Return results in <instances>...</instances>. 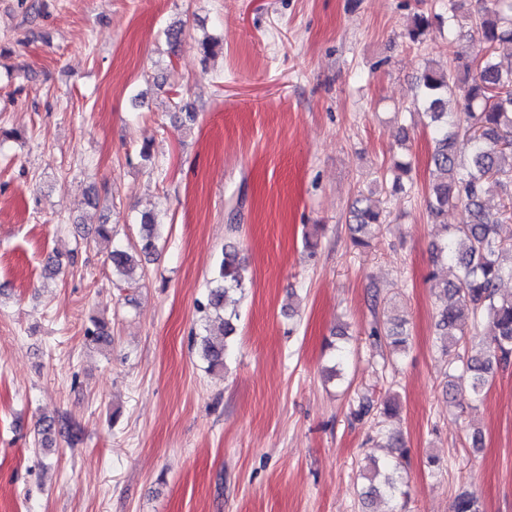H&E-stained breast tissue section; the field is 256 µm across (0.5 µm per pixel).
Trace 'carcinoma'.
I'll return each instance as SVG.
<instances>
[{
  "instance_id": "carcinoma-1",
  "label": "carcinoma",
  "mask_w": 512,
  "mask_h": 512,
  "mask_svg": "<svg viewBox=\"0 0 512 512\" xmlns=\"http://www.w3.org/2000/svg\"><path fill=\"white\" fill-rule=\"evenodd\" d=\"M475 27L480 53L467 56L459 69H443L430 63L421 73L414 109L428 118L432 143L431 182L427 211L438 240L433 243V263L448 268L451 279L432 275L441 302L436 335L452 374L446 393L465 387L479 401L497 371L512 362V294L500 292L512 281V57L496 55V47L512 46V0H478ZM455 0H448V13L417 14L409 32L419 41L433 21L448 22V34L462 27ZM494 179L502 185L507 202L491 212L485 204V185ZM461 213L457 224H446L448 210ZM353 244L368 245V238L384 223L383 210L371 197L360 195L353 205ZM140 247H114L107 256L112 273L132 280L142 259L156 248L160 224L150 213L140 219ZM250 276L233 245L224 246V258L197 302L203 320L201 355L208 369L224 367L231 354L230 337L236 332L238 304ZM485 323L489 341L483 350L460 352L470 326ZM373 334L384 338L395 357L408 345L409 331L402 321H390ZM386 448L396 456L382 464L369 454L365 497L385 494L396 501L406 496L401 459L406 448L401 436L386 435Z\"/></svg>"
}]
</instances>
